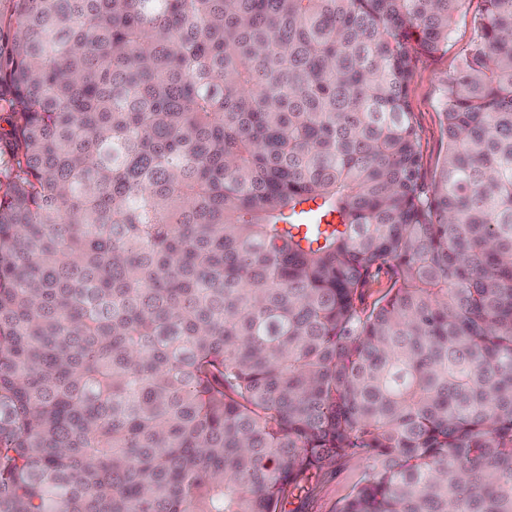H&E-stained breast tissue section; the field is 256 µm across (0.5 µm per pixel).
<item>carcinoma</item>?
<instances>
[{
  "instance_id": "cac0c4a2",
  "label": "carcinoma",
  "mask_w": 512,
  "mask_h": 512,
  "mask_svg": "<svg viewBox=\"0 0 512 512\" xmlns=\"http://www.w3.org/2000/svg\"><path fill=\"white\" fill-rule=\"evenodd\" d=\"M464 2L0 0V512H512V0L429 184L408 100ZM368 465L367 460L356 456L326 465L300 498L288 499L284 512H335Z\"/></svg>"
}]
</instances>
